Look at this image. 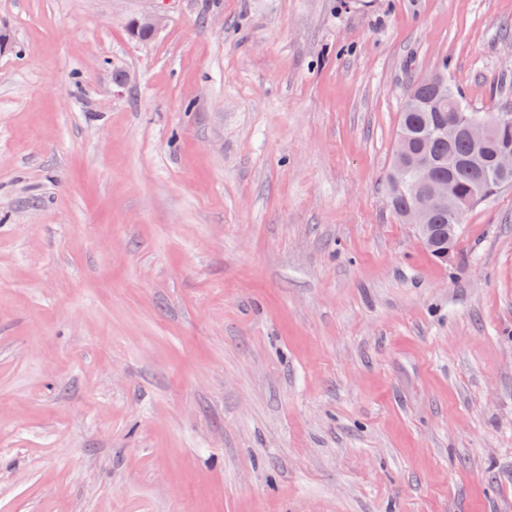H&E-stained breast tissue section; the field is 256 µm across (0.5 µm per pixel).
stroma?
<instances>
[{"label": "stroma", "mask_w": 512, "mask_h": 512, "mask_svg": "<svg viewBox=\"0 0 512 512\" xmlns=\"http://www.w3.org/2000/svg\"><path fill=\"white\" fill-rule=\"evenodd\" d=\"M1 32L0 512H512V186L444 264L385 191L422 75L512 110V0Z\"/></svg>", "instance_id": "35a3bbf8"}]
</instances>
